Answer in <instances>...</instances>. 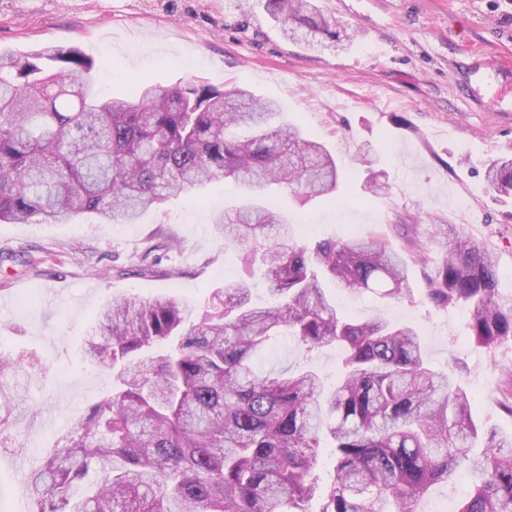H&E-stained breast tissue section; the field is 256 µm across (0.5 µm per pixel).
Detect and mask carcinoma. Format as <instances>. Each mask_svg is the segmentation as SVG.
<instances>
[{
	"label": "carcinoma",
	"mask_w": 512,
	"mask_h": 512,
	"mask_svg": "<svg viewBox=\"0 0 512 512\" xmlns=\"http://www.w3.org/2000/svg\"><path fill=\"white\" fill-rule=\"evenodd\" d=\"M264 8L289 37H339L312 0ZM228 179L310 200L336 192L343 173L251 91L199 83L101 96L74 47L0 54V222L133 224L175 192ZM485 186L512 196V155L485 166ZM213 224L224 245L246 247L244 273L265 268L275 302L254 305L244 279L224 285L215 312L165 295L107 302L85 354L112 371V391L32 469L29 512H307L318 495L319 512H417L463 464L473 488L456 512H512V435L476 423L412 327L353 321L324 291L329 279L349 294L410 296L397 250L377 237L298 241L264 205L226 208ZM433 237L446 256L426 302L465 306L477 346L511 345L512 294L498 288L494 252L446 224ZM282 336L309 352L342 348L343 375L330 386L315 368L257 373L253 358ZM32 370L0 356V429L23 408ZM322 448L335 458L326 484Z\"/></svg>",
	"instance_id": "obj_1"
}]
</instances>
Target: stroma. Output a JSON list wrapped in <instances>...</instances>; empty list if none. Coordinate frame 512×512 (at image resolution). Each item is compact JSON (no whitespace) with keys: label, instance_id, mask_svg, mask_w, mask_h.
<instances>
[{"label":"stroma","instance_id":"35a3bbf8","mask_svg":"<svg viewBox=\"0 0 512 512\" xmlns=\"http://www.w3.org/2000/svg\"><path fill=\"white\" fill-rule=\"evenodd\" d=\"M350 40L318 48L284 37L258 0H0V51L26 56L73 47L92 63L94 88L127 97L140 85L204 82L249 89L276 101L289 123L341 162L335 197L299 204L289 192L242 191L224 182L171 197L134 224L83 215L69 224L0 223V354L39 364L25 392L28 413L0 431V512H26V473L59 435L110 390L84 339L100 308L123 296L165 294L196 307L216 303L243 274L240 252L212 223L224 207L252 201L305 221L304 238L379 237L408 264L413 298L355 297L328 285L357 321L384 315L416 327L430 365L458 367L475 420L512 435V346L478 347L464 308L423 300L442 261L419 254L436 224L494 248L499 287L512 292V199L484 183V165L512 152V0H316ZM389 188L374 195L366 182ZM161 252L172 276L143 277V255ZM343 352L312 353L283 338L255 360L260 373L311 365L335 379Z\"/></svg>","mask_w":512,"mask_h":512}]
</instances>
